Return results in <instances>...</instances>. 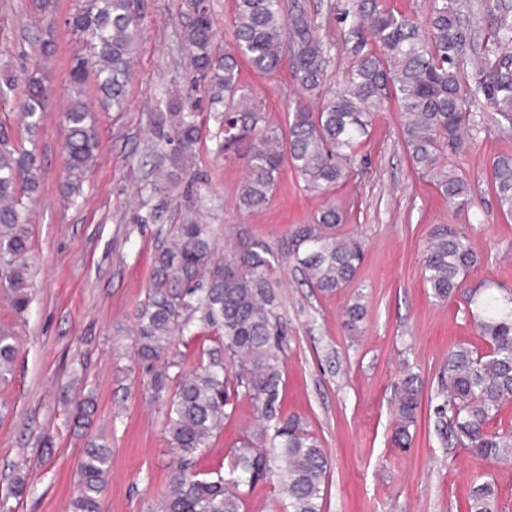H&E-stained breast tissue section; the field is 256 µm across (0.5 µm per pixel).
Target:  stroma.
I'll use <instances>...</instances> for the list:
<instances>
[{"instance_id": "obj_1", "label": "stroma", "mask_w": 512, "mask_h": 512, "mask_svg": "<svg viewBox=\"0 0 512 512\" xmlns=\"http://www.w3.org/2000/svg\"><path fill=\"white\" fill-rule=\"evenodd\" d=\"M319 36L332 43V80L352 57L348 27L335 0H302ZM80 0H0V70H38L49 97L37 132L24 124L22 92L0 99V125L16 149L34 151L42 183L27 202L25 255L31 303L12 306L0 282V329L19 347L13 372L0 380V496L7 512H71L79 493L78 463L87 441L101 435L112 448L100 512H149L167 490L171 445L135 355V317L151 284L154 256L174 225H207L217 255L261 242L274 254L266 274L280 295L287 325L281 410L306 422L328 459L324 512H466L473 484L494 482L497 512H512V460L489 462L445 446L435 407L439 372L449 350L486 349L466 296L490 282L512 289V218L490 189L492 163L503 147L496 127L473 140L453 162L470 185V202L450 205L410 162L397 100H389L363 139L355 168L330 194L307 191L284 168L269 202L237 204L248 175L246 157L225 159L220 115L204 86L185 70L186 0H143L140 38L132 59L128 105H89L101 155L87 169L79 195L63 192V114L69 70L79 39L66 27ZM52 32L51 55L36 36ZM241 86L261 101L271 126L286 124L299 96L289 62L270 76L239 62ZM192 103L203 135L186 170L170 172L149 150L156 112L167 96ZM334 203L345 217L339 235L365 243L355 281L332 294L310 288L290 258L294 232ZM449 225L467 235L479 262L454 298L440 301L421 275L432 231ZM360 301L357 334L343 326L346 305ZM422 379L417 422L408 447L395 444L393 414L405 371ZM93 397L88 426L73 422L76 402ZM256 417L249 397L196 457L198 470L225 464ZM22 481V496L6 489Z\"/></svg>"}]
</instances>
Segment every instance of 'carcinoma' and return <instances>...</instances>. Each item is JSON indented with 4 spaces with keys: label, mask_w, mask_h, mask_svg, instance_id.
<instances>
[{
    "label": "carcinoma",
    "mask_w": 512,
    "mask_h": 512,
    "mask_svg": "<svg viewBox=\"0 0 512 512\" xmlns=\"http://www.w3.org/2000/svg\"><path fill=\"white\" fill-rule=\"evenodd\" d=\"M184 32L193 81L208 85L210 102L221 110V148L232 157L250 144L249 175L241 186L243 209L265 205L284 167H291L311 191L327 193L348 176L362 137L383 104L398 101L405 147L414 170L434 184L448 203L468 204L470 186L448 162L483 129L467 99L480 101L506 148L492 164V189L500 209L512 217V0H479L481 28L470 20L471 0H433L431 10L414 18L387 9L383 0H344L339 5L349 34L356 39L344 80L331 85V44L316 33L304 8L294 0H236L232 19L234 48L219 52L213 20L203 0ZM142 24L141 0H81L66 20L81 37V52L69 72L73 100L67 125V176L70 193L80 189L99 142L85 97L92 88L104 105L120 111L134 45ZM379 46L375 52L368 42ZM292 61L301 98L288 106L287 129L266 125L260 103L239 83L238 57L272 74L284 55ZM474 60L470 75L464 65ZM23 117L37 128L47 88L37 71L26 72ZM152 150L180 169L191 162L201 128L182 102L168 103L156 125ZM40 185V166L32 151L10 146L0 128V226L12 229L0 246V275L13 289L16 310L28 307L27 267L17 259L28 250L27 206ZM339 208L327 206L314 223L295 234L292 256L306 281L320 292L349 286L363 259L362 243L338 237ZM268 247L254 242L229 260L215 258L204 224H177L173 242L156 250L151 287L138 315L135 351L156 401L164 406L162 427L176 458L169 466L168 489L151 512H242L247 488L275 481L285 496V512H323L327 458L320 442L296 417L280 408L282 364L287 332L279 297L265 270ZM476 263L466 236L442 225L425 249L422 275L435 298L459 291L462 277ZM492 282L488 292L470 296L479 335L488 349L476 354L458 346L448 352L437 405L444 443L459 445L489 461L512 458V430L489 427L500 407L512 402V292ZM364 306L346 309L344 327L354 334ZM211 328L216 337L189 366L173 352L176 336L195 338ZM17 347L0 331V379L11 372ZM257 407L255 425L230 451L227 471L213 476L194 471L195 457L231 417L240 394ZM422 382L406 373L394 414L395 438L407 446L415 425ZM112 448L91 441L79 463L81 490L72 512H99ZM497 491L490 482L471 488L467 512H495Z\"/></svg>",
    "instance_id": "obj_1"
}]
</instances>
